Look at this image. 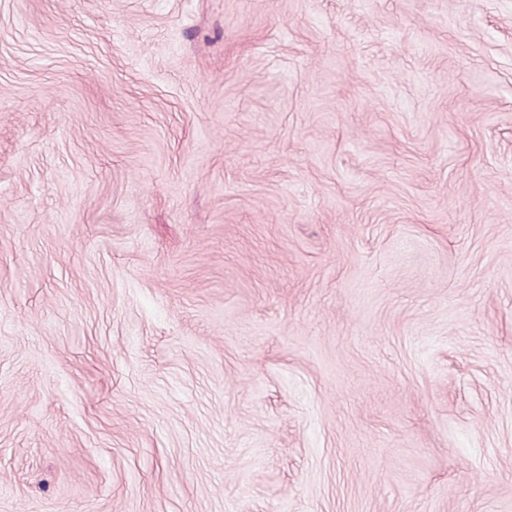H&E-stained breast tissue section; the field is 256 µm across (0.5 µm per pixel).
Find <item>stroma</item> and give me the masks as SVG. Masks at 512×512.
I'll return each mask as SVG.
<instances>
[{"mask_svg": "<svg viewBox=\"0 0 512 512\" xmlns=\"http://www.w3.org/2000/svg\"><path fill=\"white\" fill-rule=\"evenodd\" d=\"M0 512H512V0H0Z\"/></svg>", "mask_w": 512, "mask_h": 512, "instance_id": "35a3bbf8", "label": "stroma"}]
</instances>
